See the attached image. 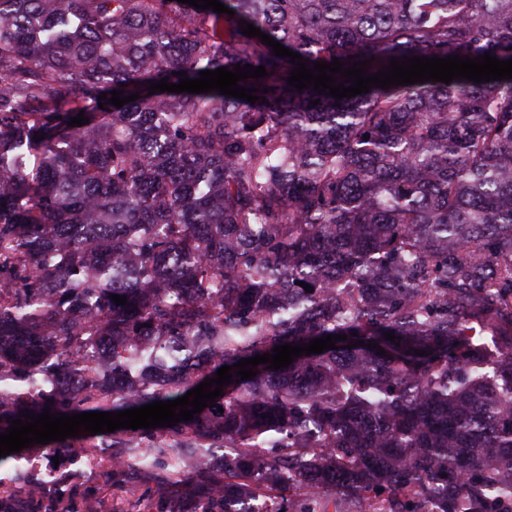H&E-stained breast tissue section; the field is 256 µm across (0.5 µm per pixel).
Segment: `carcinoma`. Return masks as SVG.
I'll return each mask as SVG.
<instances>
[{"instance_id": "obj_1", "label": "carcinoma", "mask_w": 512, "mask_h": 512, "mask_svg": "<svg viewBox=\"0 0 512 512\" xmlns=\"http://www.w3.org/2000/svg\"><path fill=\"white\" fill-rule=\"evenodd\" d=\"M219 2L235 15L0 0V433L24 411L130 410L279 345L347 340L232 376L191 421L0 467L110 448L98 487L60 479L112 512H512V80L337 100L289 86L290 58L238 25L375 74L392 57L512 59V0ZM237 64L265 66L238 82L265 100L148 94ZM114 90L140 98L99 107ZM132 468L157 480L142 490ZM0 512L68 510L19 478Z\"/></svg>"}]
</instances>
